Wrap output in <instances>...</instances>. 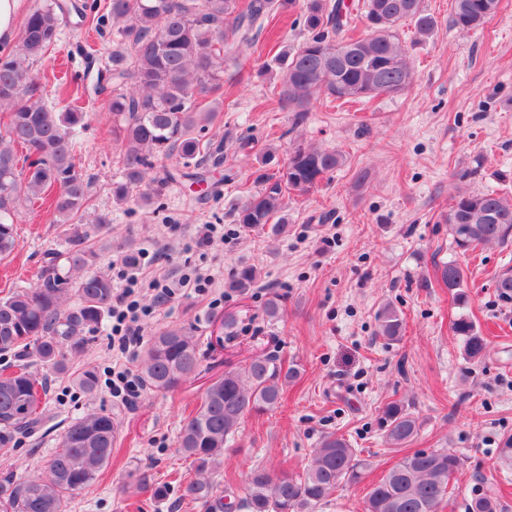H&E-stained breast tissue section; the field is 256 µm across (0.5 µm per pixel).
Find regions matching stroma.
<instances>
[{
  "mask_svg": "<svg viewBox=\"0 0 512 512\" xmlns=\"http://www.w3.org/2000/svg\"><path fill=\"white\" fill-rule=\"evenodd\" d=\"M302 5L289 0L266 22L250 50L257 65L303 40ZM423 7L437 27L423 40L413 27L404 29L414 72L408 92L356 103L318 100L299 122L279 103L280 68H225L211 126L224 142L223 164L207 183L154 182L146 199L124 205L113 194L123 180L120 147L98 85L112 34L99 32L95 18L63 23L56 45L31 72L47 101L63 87L72 105L90 115L78 163L92 180L90 217L108 222V248L97 267L118 289V266L130 250L152 257L144 269L148 280L176 279L193 268L210 273L214 283L204 295L190 289L162 300L151 290L140 294L144 336L193 330L202 371L176 390L142 391L131 406L113 400L107 387L113 368H136L139 358L113 355L112 324L104 322L87 334L84 353L68 360L67 375L50 377L44 431L0 448V474L44 473L66 423L103 410L118 425L112 460L95 485L69 501L67 512H206L176 481L190 465L177 448L180 426L212 379L251 357L273 355L299 375L286 383L277 409L244 418L217 467L218 489L243 494L247 474L257 467L276 476L302 473L318 442L336 433L369 468L360 484L337 489L319 512H362L371 484L405 452L383 438L382 409L397 400L421 423L409 449L447 448L467 459L443 512H466L478 475L488 472L504 512H512V466H494L501 435L512 433V304L500 301L493 287L495 274L512 262V244L460 251L446 221L458 194L512 197V0H499L496 14L469 34L451 27V0H423ZM243 138L252 149H239ZM300 144L338 150L345 162L311 192L285 195L280 235L243 231L233 222L234 210L259 191V175L281 169ZM52 198L48 191L19 207L17 246L0 260V297L32 287L45 254L61 249ZM173 224L180 235L170 234ZM205 224L223 225V251L197 247ZM451 260L466 273L463 304L440 278ZM241 264L256 266L260 277L247 293L228 292ZM275 295L280 315L271 321L263 307ZM386 303L406 321L401 341L377 334L376 313ZM228 311L238 319L231 337L220 326ZM462 314L487 339V356L465 357L451 330ZM86 369L98 375L92 394L72 380Z\"/></svg>",
  "mask_w": 512,
  "mask_h": 512,
  "instance_id": "1",
  "label": "stroma"
}]
</instances>
